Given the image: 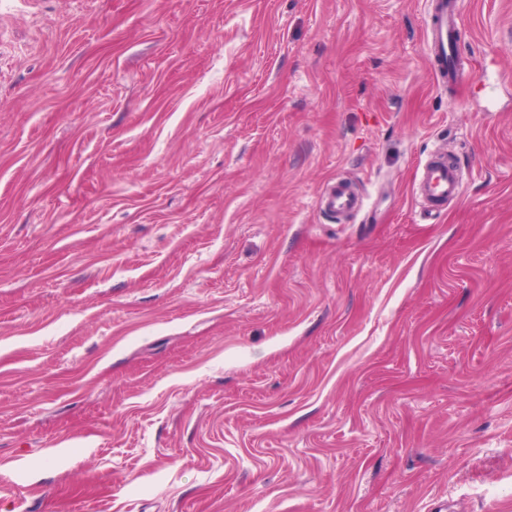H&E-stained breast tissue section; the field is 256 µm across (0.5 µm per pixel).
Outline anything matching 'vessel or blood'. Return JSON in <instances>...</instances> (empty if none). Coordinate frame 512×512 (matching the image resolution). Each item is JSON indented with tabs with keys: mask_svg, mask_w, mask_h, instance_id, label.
I'll use <instances>...</instances> for the list:
<instances>
[{
	"mask_svg": "<svg viewBox=\"0 0 512 512\" xmlns=\"http://www.w3.org/2000/svg\"><path fill=\"white\" fill-rule=\"evenodd\" d=\"M462 25L460 0H433V11L427 28L436 74L441 83H453L462 70L458 63L457 34ZM414 196L427 210L433 211L456 200L462 192V175L456 164L435 155L424 162L417 174ZM324 209L333 215H347L361 211L362 194L351 190L349 185L336 182L321 197Z\"/></svg>",
	"mask_w": 512,
	"mask_h": 512,
	"instance_id": "obj_1",
	"label": "vessel or blood"
}]
</instances>
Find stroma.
I'll use <instances>...</instances> for the list:
<instances>
[{
	"instance_id": "35a3bbf8",
	"label": "stroma",
	"mask_w": 512,
	"mask_h": 512,
	"mask_svg": "<svg viewBox=\"0 0 512 512\" xmlns=\"http://www.w3.org/2000/svg\"><path fill=\"white\" fill-rule=\"evenodd\" d=\"M430 12L0 0V512H512V0ZM460 4L459 0H433L427 28L436 74L443 84L457 81L464 72L457 51V34L462 25ZM414 196L430 213L456 200L462 192V175L455 163L446 157L433 155L421 165L414 187ZM324 209L334 215H347L358 213L364 206V198L361 193H355L344 182H336L330 185L321 197Z\"/></svg>"
}]
</instances>
